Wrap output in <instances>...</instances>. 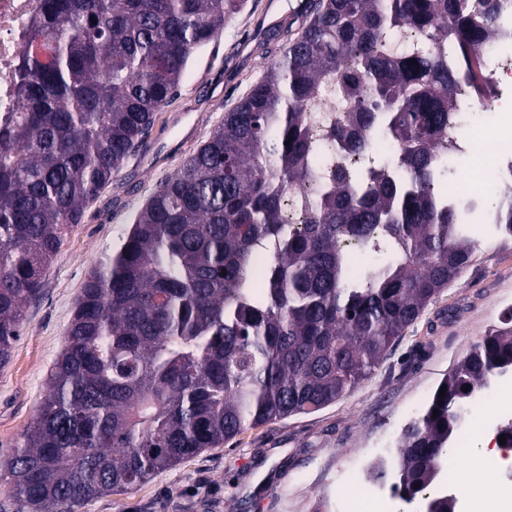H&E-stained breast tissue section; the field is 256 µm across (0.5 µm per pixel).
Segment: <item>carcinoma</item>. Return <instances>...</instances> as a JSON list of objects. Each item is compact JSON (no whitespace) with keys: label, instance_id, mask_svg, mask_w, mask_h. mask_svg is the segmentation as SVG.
Wrapping results in <instances>:
<instances>
[{"label":"carcinoma","instance_id":"obj_1","mask_svg":"<svg viewBox=\"0 0 512 512\" xmlns=\"http://www.w3.org/2000/svg\"><path fill=\"white\" fill-rule=\"evenodd\" d=\"M243 2L44 0L28 44L51 62L22 51L19 111L0 128V368L68 231ZM306 12L91 268L42 406L0 463L20 512H74L335 402L470 266L471 239L432 182L457 148V83L482 95L496 7L309 0ZM378 135L395 162L353 164ZM350 245L367 256L357 274ZM506 370L512 306L402 429L393 494L410 503L437 485L462 404Z\"/></svg>","mask_w":512,"mask_h":512}]
</instances>
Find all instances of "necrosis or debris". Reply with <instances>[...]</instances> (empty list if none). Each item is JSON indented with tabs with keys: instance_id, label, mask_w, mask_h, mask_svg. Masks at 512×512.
I'll return each instance as SVG.
<instances>
[{
	"instance_id": "4bbe7bcc",
	"label": "necrosis or debris",
	"mask_w": 512,
	"mask_h": 512,
	"mask_svg": "<svg viewBox=\"0 0 512 512\" xmlns=\"http://www.w3.org/2000/svg\"><path fill=\"white\" fill-rule=\"evenodd\" d=\"M43 0H0V119L18 107L14 72L28 42V28ZM501 31L483 60L487 90L483 106H475L469 93H461L459 105L477 109L481 119L470 127L448 165L460 173V181L440 192V199L454 207L466 232L491 239L496 211L487 203L489 194L512 183V0H497ZM474 415L458 433L454 446L466 454L479 435L498 433L502 422H512V379H496L487 391L471 401Z\"/></svg>"
}]
</instances>
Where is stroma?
Instances as JSON below:
<instances>
[{
  "mask_svg": "<svg viewBox=\"0 0 512 512\" xmlns=\"http://www.w3.org/2000/svg\"><path fill=\"white\" fill-rule=\"evenodd\" d=\"M304 2L245 0L193 54L176 99L156 113L138 150L68 234L44 273L40 298L25 310L10 363L0 370V461L41 406L90 267L111 253L159 182L190 158L261 77L267 30ZM511 305L512 243L479 242L470 266L353 391L317 412L246 428L221 447L75 512H336L337 497L350 491L341 473L357 470L367 482L380 449L397 448L403 426Z\"/></svg>",
  "mask_w": 512,
  "mask_h": 512,
  "instance_id": "35a3bbf8",
  "label": "stroma"
}]
</instances>
